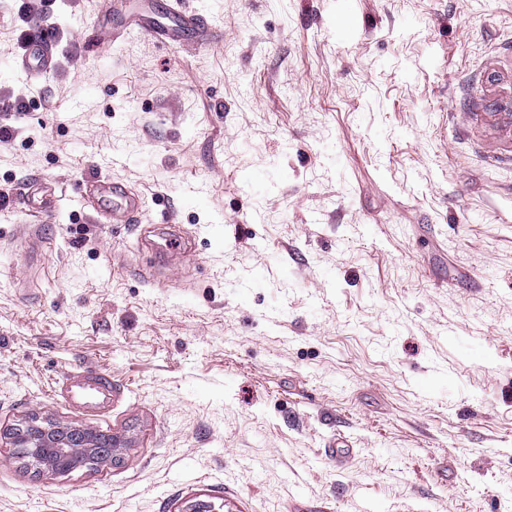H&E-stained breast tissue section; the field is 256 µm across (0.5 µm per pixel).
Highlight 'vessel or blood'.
I'll return each mask as SVG.
<instances>
[{"label": "vessel or blood", "instance_id": "obj_1", "mask_svg": "<svg viewBox=\"0 0 512 512\" xmlns=\"http://www.w3.org/2000/svg\"><path fill=\"white\" fill-rule=\"evenodd\" d=\"M107 29L117 39L144 35L169 49L185 44L204 48L222 36L205 15L190 9L185 0H144L136 10L128 0H112L106 12L91 20L87 49H95L97 34ZM15 62L30 78H42L55 63L53 41L41 33H32ZM81 188L84 200L93 210L116 224L133 223L143 205L142 194L94 174L86 177ZM26 206L29 214L39 218L57 211L54 197L35 184L28 188ZM62 389L75 404L106 400L112 396V375L102 369L72 375Z\"/></svg>", "mask_w": 512, "mask_h": 512}]
</instances>
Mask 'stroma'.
Wrapping results in <instances>:
<instances>
[{
  "mask_svg": "<svg viewBox=\"0 0 512 512\" xmlns=\"http://www.w3.org/2000/svg\"><path fill=\"white\" fill-rule=\"evenodd\" d=\"M187 2L223 41L90 52L108 0H48L34 84L0 0L29 103L0 112V512H512V0ZM91 171L136 223L87 208ZM87 367L110 403L60 394ZM32 416L127 446L42 476L5 437ZM14 60L30 78L41 79L55 63L53 40L40 32L32 33L24 46L23 53ZM81 188L83 199L100 217L112 219V223L133 224L142 209V194L100 176L89 175ZM26 193V206L29 214L36 217L50 216L56 213L57 203L54 197L45 194L39 185H30Z\"/></svg>",
  "mask_w": 512,
  "mask_h": 512,
  "instance_id": "obj_1",
  "label": "stroma"
}]
</instances>
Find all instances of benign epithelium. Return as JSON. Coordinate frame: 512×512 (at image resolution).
Returning <instances> with one entry per match:
<instances>
[{
    "label": "benign epithelium",
    "mask_w": 512,
    "mask_h": 512,
    "mask_svg": "<svg viewBox=\"0 0 512 512\" xmlns=\"http://www.w3.org/2000/svg\"><path fill=\"white\" fill-rule=\"evenodd\" d=\"M18 439L13 447L21 449L24 457L38 473L63 476L69 473L66 465L71 449H79L92 469L107 468L121 454L124 442L110 431L83 427H63L30 420L14 429Z\"/></svg>",
    "instance_id": "7a95c632"
}]
</instances>
